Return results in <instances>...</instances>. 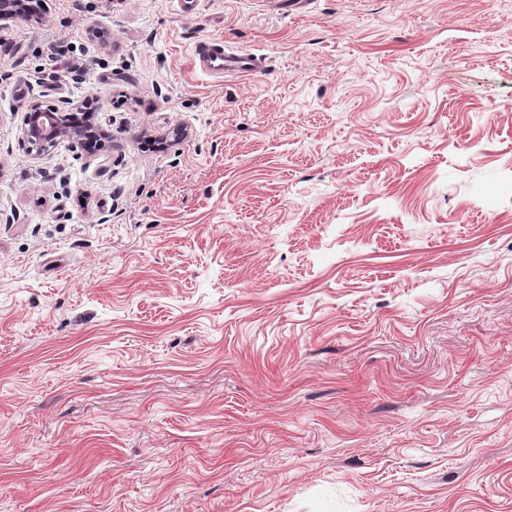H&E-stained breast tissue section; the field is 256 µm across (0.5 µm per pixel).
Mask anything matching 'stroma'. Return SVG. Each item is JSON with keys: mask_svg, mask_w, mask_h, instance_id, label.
<instances>
[{"mask_svg": "<svg viewBox=\"0 0 512 512\" xmlns=\"http://www.w3.org/2000/svg\"><path fill=\"white\" fill-rule=\"evenodd\" d=\"M0 512H512V0L0 25ZM194 63L198 69L209 75H248L262 69L261 59L253 53L228 51L219 40L200 41L194 53ZM99 130L94 112H86L81 120L66 123L54 110L32 107L25 114L22 135L32 150L39 152L60 138L84 144L90 139L100 137Z\"/></svg>", "mask_w": 512, "mask_h": 512, "instance_id": "35a3bbf8", "label": "stroma"}]
</instances>
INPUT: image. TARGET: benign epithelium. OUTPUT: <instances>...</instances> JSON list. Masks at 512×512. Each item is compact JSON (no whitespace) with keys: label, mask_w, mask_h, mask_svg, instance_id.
Returning <instances> with one entry per match:
<instances>
[{"label":"benign epithelium","mask_w":512,"mask_h":512,"mask_svg":"<svg viewBox=\"0 0 512 512\" xmlns=\"http://www.w3.org/2000/svg\"><path fill=\"white\" fill-rule=\"evenodd\" d=\"M23 0H0V21H10L25 16ZM22 135L31 148L42 151L60 138H68L80 143L99 138V125L95 114L84 116L73 122H64L59 113L38 107L25 114Z\"/></svg>","instance_id":"obj_1"}]
</instances>
